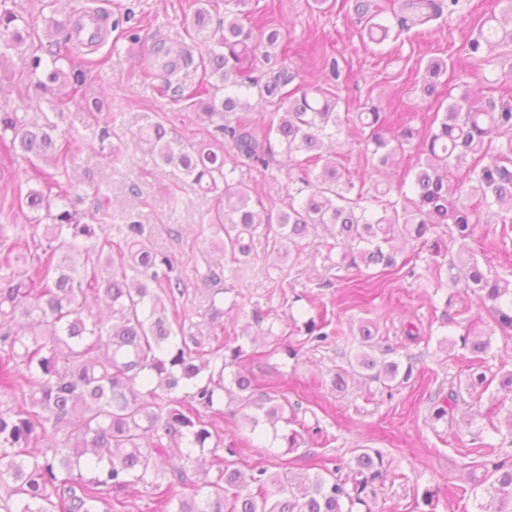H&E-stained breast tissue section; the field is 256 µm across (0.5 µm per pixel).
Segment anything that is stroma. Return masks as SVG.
Segmentation results:
<instances>
[{
  "mask_svg": "<svg viewBox=\"0 0 512 512\" xmlns=\"http://www.w3.org/2000/svg\"><path fill=\"white\" fill-rule=\"evenodd\" d=\"M197 0H58L59 16H78L98 10L104 38L94 50L75 52L87 74L77 101L58 118L60 133L87 143L75 152L59 176L69 200L94 214L109 233L138 221L158 250L176 262L184 282L178 304L187 317L186 335L216 342L209 321L208 300L217 288L230 290L237 306L224 315L225 338H237L247 351V371L262 383H273L280 396L297 406L307 433L296 451L246 446L239 439L248 428L232 403L224 405L225 441L238 442V466L249 471L256 463L270 471L304 480L313 461L350 464L356 449L382 450L391 463V476L379 488L372 512H417L416 501L425 488L438 492L435 512H473L465 496L482 469L474 465V447L493 444L499 456L512 458V431L501 392L489 387L481 400L470 394L467 353L458 343L464 326L480 320L490 331L488 367L512 370V338L494 332L476 298L457 294L447 278L418 263L415 272L364 269L344 270L342 252L332 225H320L304 240L299 256H277L272 239L257 236L248 261L235 264L215 250V219L230 223L218 194L201 192L179 170L159 163L158 148L146 130L163 124L172 137L210 141L208 126L193 109L160 92L144 80L153 44L181 43L194 55L205 54L210 43L190 35ZM248 9L278 19L290 45L287 64L300 85L317 84L338 99V112L357 113L373 103L385 112H398L412 125L428 123L437 102H423L418 90L428 60L448 63V76L458 86H470L495 98L512 97V45L501 44L487 61L476 62L465 51L485 14L501 11L499 0H458L452 13L429 24L424 34L399 40L370 42L352 13L332 0H249ZM133 11L136 33L118 25ZM30 47L22 43L0 57V112H50L38 98L23 71ZM107 139H100L101 130ZM7 173L0 179V224L31 237L28 211L20 210L17 194L33 170L25 161L0 156ZM277 165L269 169L243 168L241 178L253 201L278 212L286 198ZM483 266L512 274V224H482L469 243ZM213 267L218 279L201 278ZM327 313L338 334L331 343L309 340L303 323ZM375 321L382 345L394 349L397 360H416L411 379L385 386L350 373L347 353L359 348L361 321ZM294 349V356L266 355L273 340ZM345 370L347 382L336 390L331 379ZM455 392L457 407L442 419L432 416L431 399L438 392Z\"/></svg>",
  "mask_w": 512,
  "mask_h": 512,
  "instance_id": "35a3bbf8",
  "label": "stroma"
}]
</instances>
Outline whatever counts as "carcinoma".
I'll list each match as a JSON object with an SVG mask.
<instances>
[{"label":"carcinoma","mask_w":512,"mask_h":512,"mask_svg":"<svg viewBox=\"0 0 512 512\" xmlns=\"http://www.w3.org/2000/svg\"><path fill=\"white\" fill-rule=\"evenodd\" d=\"M506 2L501 15L486 18L468 42L471 59L482 61L484 46L494 41L512 43V0ZM446 4L400 0L392 10L394 34L377 21L384 12L378 0H352V9L369 37L382 42L427 26ZM28 37L15 0H0V57ZM46 37L48 44L39 45L26 69L35 93L62 107L76 100L85 72L70 56L68 23L50 17ZM211 38L216 49L200 61L201 82L176 92L201 109L198 117L213 128L211 136L228 141L239 161L227 168L219 148L175 145L161 124L152 136L160 160L199 190L208 193L224 183V204L236 214L233 223L216 224L224 232L217 244L224 257H250L260 233L290 257L318 224L335 226L349 267L404 268L426 249L435 257L432 271L446 273L460 293L476 296L494 328L512 338V279L484 270L466 244L480 224H512L511 100H478L466 90L450 94L451 103L434 113L427 130L403 121L392 140L383 133L387 114L375 107L358 113L376 172L404 146L418 150L409 180L396 187L378 182L370 192L347 171L340 151L324 149L327 142L340 144L344 132L336 98L319 86H293L297 75L277 52L284 47L277 21L260 12L228 11ZM154 55L161 64L145 77L160 81L162 92L194 64L186 47L162 44ZM447 69L443 59L426 65L423 98H437ZM253 91L273 107L259 132L243 115ZM55 130L48 120L0 113V149L35 171L37 186L18 192V205L35 213L34 228H42L41 237L28 241L12 238V225L0 224V246L8 248L0 262V394L11 399L0 408V512H127L126 495L135 487L151 491L154 512H371L391 466L379 449H360L345 468L320 469L306 477L303 490L262 465L247 478L235 468L237 443H224L216 429L224 397L235 402L251 433L269 425L273 440L290 452L305 443L304 425L288 400L271 397L240 370L248 356L243 346L229 339L207 350L184 335L178 306L183 279L175 261L143 237L142 225H126L122 240L114 242L102 225L83 222L75 206L56 203L67 189L36 162L64 165L79 145L75 137L57 139ZM499 137L506 141L495 143ZM277 153L288 163V198L276 216L263 217L235 173L242 166L266 170ZM452 172L477 203L452 198ZM443 227L461 246L441 263ZM79 238L98 239L104 261L79 264L72 256ZM90 297L109 303L110 320L83 315ZM358 331L361 351L354 361L370 379L401 385L411 378L414 363L403 369L387 358L390 349L378 347L373 322ZM461 345L469 353L477 398L496 379L500 390L512 394V371L488 373L491 341L484 332L468 324ZM431 401L439 420L454 409L456 398L438 392ZM280 422L286 429L277 428ZM477 453L484 473L471 492L489 497L478 512H512V459Z\"/></svg>","instance_id":"obj_1"}]
</instances>
